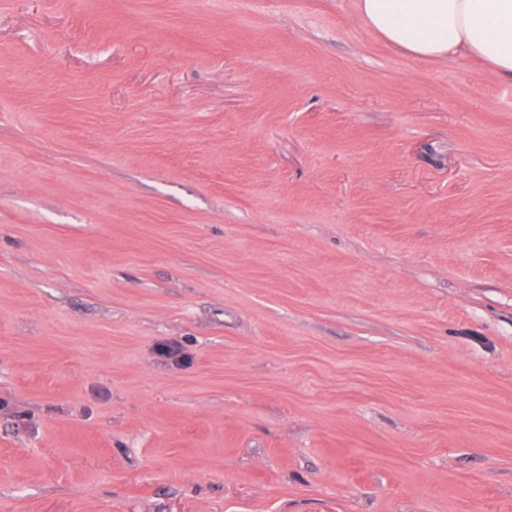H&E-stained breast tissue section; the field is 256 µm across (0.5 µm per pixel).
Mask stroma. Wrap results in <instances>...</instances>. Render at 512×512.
<instances>
[{
  "mask_svg": "<svg viewBox=\"0 0 512 512\" xmlns=\"http://www.w3.org/2000/svg\"><path fill=\"white\" fill-rule=\"evenodd\" d=\"M0 512H512V82L355 0H0Z\"/></svg>",
  "mask_w": 512,
  "mask_h": 512,
  "instance_id": "1",
  "label": "stroma"
}]
</instances>
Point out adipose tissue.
<instances>
[{"label":"adipose tissue","mask_w":512,"mask_h":512,"mask_svg":"<svg viewBox=\"0 0 512 512\" xmlns=\"http://www.w3.org/2000/svg\"><path fill=\"white\" fill-rule=\"evenodd\" d=\"M358 16L410 56L465 54L512 81V0H356Z\"/></svg>","instance_id":"ef3b65f1"}]
</instances>
